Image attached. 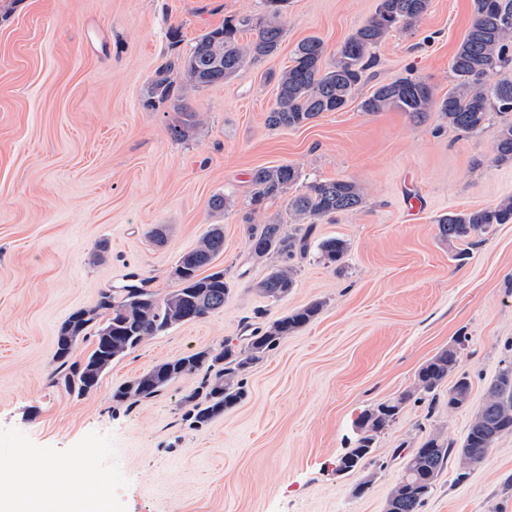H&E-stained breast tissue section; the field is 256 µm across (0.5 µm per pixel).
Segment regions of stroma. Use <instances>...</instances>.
Masks as SVG:
<instances>
[{"label":"stroma","instance_id":"1","mask_svg":"<svg viewBox=\"0 0 512 512\" xmlns=\"http://www.w3.org/2000/svg\"><path fill=\"white\" fill-rule=\"evenodd\" d=\"M377 4L288 0L279 51L186 91L199 123L176 141L169 106L145 105L151 79L204 31L259 13L260 0H0L1 459L19 450L88 466L106 482L104 512H386L405 455L432 436L461 446L487 386L512 362V224L464 249L440 238L437 220L512 196V163L492 154L512 116L490 113L464 133L434 112L418 121L357 101L409 74L447 95L472 0H431L421 21L392 32L343 110L292 129L265 122L295 46L318 37L332 63ZM286 163L305 183L355 181L364 201L315 224L295 287L274 300L257 290L271 265L251 260L247 227L290 223L287 201L253 215L245 203L254 169ZM218 192L235 201L221 214L209 208ZM213 224L224 228L215 263L231 285L223 309L145 340L86 395L55 384L68 316L133 274L172 291L178 258ZM333 237L349 244L338 266L316 249ZM315 301L317 318L252 364L245 398L203 427L186 418L199 373L135 403L113 398L163 361L220 352ZM457 343L468 407L449 411L444 385L412 397L420 367ZM404 393L400 416L374 436L373 465L337 472L361 436L359 417ZM421 512H512V434L477 465L451 455Z\"/></svg>","mask_w":512,"mask_h":512}]
</instances>
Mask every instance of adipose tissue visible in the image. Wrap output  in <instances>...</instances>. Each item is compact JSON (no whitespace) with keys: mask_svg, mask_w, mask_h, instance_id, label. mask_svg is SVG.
<instances>
[{"mask_svg":"<svg viewBox=\"0 0 512 512\" xmlns=\"http://www.w3.org/2000/svg\"><path fill=\"white\" fill-rule=\"evenodd\" d=\"M95 482L81 468L61 471L20 456L0 466V512H95Z\"/></svg>","mask_w":512,"mask_h":512,"instance_id":"ef3b65f1","label":"adipose tissue"}]
</instances>
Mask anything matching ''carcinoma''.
I'll return each mask as SVG.
<instances>
[{
  "label": "carcinoma",
  "mask_w": 512,
  "mask_h": 512,
  "mask_svg": "<svg viewBox=\"0 0 512 512\" xmlns=\"http://www.w3.org/2000/svg\"><path fill=\"white\" fill-rule=\"evenodd\" d=\"M286 0H262L261 26L253 17L226 19L224 25L198 36L190 52L176 54L160 68L147 88L146 105L155 107L169 103L175 112L169 131L174 140L185 139L198 124L197 113L179 104L182 91L224 82L247 63L275 54L282 43L284 28L280 20ZM431 0H379L368 22L352 33L336 51L333 64L323 67L327 48L317 37L300 41L292 54V64L277 79L275 106L268 112L266 123L272 129L297 128L318 118L324 112H339L365 83L374 64L371 50L380 45L391 32L406 28L422 19ZM474 17L463 41L451 60L455 85L448 95L437 100L422 80L407 76L379 84L360 102V109L374 113L397 110L421 120L436 112L448 126L464 133L481 128L491 111L512 112V80L492 81L497 71L512 60V0H473ZM244 31L253 37L240 41ZM497 163L512 162V122L501 125L492 146ZM301 174L291 164L260 167L251 174L254 186L250 198L251 211H261L267 202L282 198L296 185ZM363 203L360 186L351 180H316L305 184L301 193L288 200L291 224L271 220L253 227L249 232V254L255 260L277 259L257 290L267 298L280 299L294 288L297 270L292 261L307 256L309 236L315 221L340 212L358 209ZM512 223V197L493 207L453 212L437 220L439 234L450 242L470 245L472 239L485 234L494 224ZM224 252V228L213 224L198 245L184 253L177 265L188 275L177 279L178 288L164 295L147 288L144 279L131 280L121 288L99 294L94 306L85 309L90 317L80 322L79 339H91L93 348L82 360H71L77 342L63 340V331L56 336V374L61 376L68 393L84 395L94 388L95 366L101 359L107 363L125 356L144 340L176 325L178 303L196 301L202 315L224 308L230 282L222 270L213 269L215 259ZM348 252L341 238H328L319 244L320 259L339 265ZM323 304L312 302L273 321L266 329L246 337L238 348L230 342L218 353L209 350L193 352L161 362L152 370L120 386L114 394L118 401H134L152 397L165 384L184 375L205 371L201 392L187 398L186 416L199 427L241 401L246 391L243 375L281 339L313 321ZM103 321L112 327V335L102 336L92 330ZM459 363L458 351L442 350L418 371L416 391L434 392ZM213 376H208V373ZM410 395L403 394L386 404L381 402L363 416L362 427L367 435L361 444L349 451L357 458L356 466L374 463L371 457V433L380 432L400 415ZM512 364L506 365L491 382L483 403L475 411L467 435L459 448L447 441L430 437L422 447L429 453L419 457L428 469L431 481L411 490L397 512H420L425 499L435 486V478L456 452L463 458L481 462L490 448L512 428Z\"/></svg>",
  "instance_id": "1"
}]
</instances>
